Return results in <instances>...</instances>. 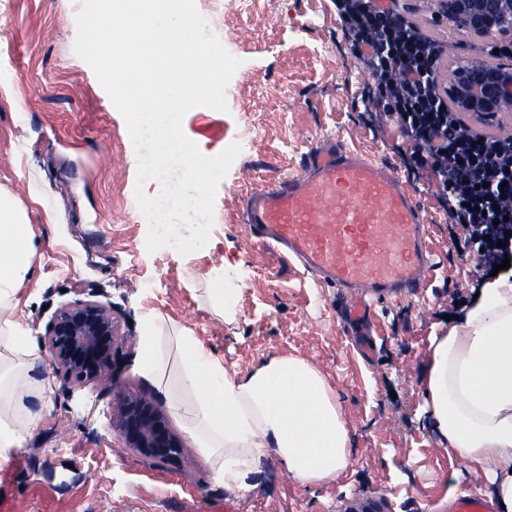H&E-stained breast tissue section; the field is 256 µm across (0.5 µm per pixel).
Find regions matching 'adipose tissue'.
Segmentation results:
<instances>
[{
  "mask_svg": "<svg viewBox=\"0 0 512 512\" xmlns=\"http://www.w3.org/2000/svg\"><path fill=\"white\" fill-rule=\"evenodd\" d=\"M34 234L23 208L0 190V346L37 359L14 321L11 296L30 281ZM157 320L144 324L138 369L157 376L169 357ZM182 394L175 412L208 456L223 457L217 477L239 484L266 450L303 486L330 482L352 463L350 429L335 391L308 361L274 356L236 378L186 332H176ZM23 365L0 363V460L23 447L36 422L25 403L38 391ZM422 396L428 425L441 446L489 481L497 512H512V274L486 278L477 299L446 332L432 336Z\"/></svg>",
  "mask_w": 512,
  "mask_h": 512,
  "instance_id": "1",
  "label": "adipose tissue"
}]
</instances>
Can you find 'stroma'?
I'll return each instance as SVG.
<instances>
[{
    "label": "stroma",
    "mask_w": 512,
    "mask_h": 512,
    "mask_svg": "<svg viewBox=\"0 0 512 512\" xmlns=\"http://www.w3.org/2000/svg\"><path fill=\"white\" fill-rule=\"evenodd\" d=\"M81 0H0V189L25 209L35 234L30 285L16 320L41 356L32 378L47 380L42 415L23 448L0 461V512H345L368 494L391 512H440L449 490L486 492L430 432L421 385L431 336L460 315L488 270L458 224L439 218L435 185L415 179L407 143L377 128L360 95L374 78L345 36L332 0H195L222 45L241 64L228 84L227 113L213 122L208 150L242 152L219 185L208 244L189 255L148 253L135 196L137 159L126 123L88 63L74 52ZM392 164L431 219L438 262L423 293L377 305L382 334L357 349L336 315L335 292L286 265L240 221L244 198L265 170L293 172L323 135ZM237 275L236 316L211 305L206 274L224 263ZM82 299L112 307L119 325L113 384L101 391L68 382L45 344L57 309ZM158 318L194 336L236 376L275 356L308 360L335 390L351 432L353 462L336 481L300 486L275 453L244 487L216 480L221 458L205 456L177 415V361L158 377L138 368L141 328ZM127 391L152 396L184 451L159 465L126 448L105 411Z\"/></svg>",
    "instance_id": "stroma-1"
}]
</instances>
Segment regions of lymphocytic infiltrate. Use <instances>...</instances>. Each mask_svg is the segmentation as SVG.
I'll return each mask as SVG.
<instances>
[{
  "label": "lymphocytic infiltrate",
  "instance_id": "1",
  "mask_svg": "<svg viewBox=\"0 0 512 512\" xmlns=\"http://www.w3.org/2000/svg\"><path fill=\"white\" fill-rule=\"evenodd\" d=\"M355 50L387 92L386 123L412 143L417 168L437 185L440 213L469 235L512 218V136L468 127L440 94L438 45L400 0H335Z\"/></svg>",
  "mask_w": 512,
  "mask_h": 512
}]
</instances>
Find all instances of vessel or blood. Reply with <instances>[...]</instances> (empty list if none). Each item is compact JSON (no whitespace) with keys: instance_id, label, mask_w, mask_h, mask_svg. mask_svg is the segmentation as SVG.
<instances>
[{"instance_id":"obj_1","label":"vessel or blood","mask_w":512,"mask_h":512,"mask_svg":"<svg viewBox=\"0 0 512 512\" xmlns=\"http://www.w3.org/2000/svg\"><path fill=\"white\" fill-rule=\"evenodd\" d=\"M242 223L320 285L336 289L348 333L369 324L376 305L419 295L437 262L429 217L396 170L327 135L293 173H276L248 195ZM448 512H492L467 491Z\"/></svg>"}]
</instances>
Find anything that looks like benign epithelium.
I'll list each match as a JSON object with an SVG mask.
<instances>
[{"label":"benign epithelium","mask_w":512,"mask_h":512,"mask_svg":"<svg viewBox=\"0 0 512 512\" xmlns=\"http://www.w3.org/2000/svg\"><path fill=\"white\" fill-rule=\"evenodd\" d=\"M431 24L481 44L490 41L499 49L490 59L448 57V77L440 83L448 108L474 127L494 129L501 115L512 112V0H433ZM116 336L112 307L75 300L58 309L44 343L68 380L106 386ZM111 422L125 447L160 465L181 453V438L147 396L120 397L111 407Z\"/></svg>","instance_id":"obj_1"}]
</instances>
